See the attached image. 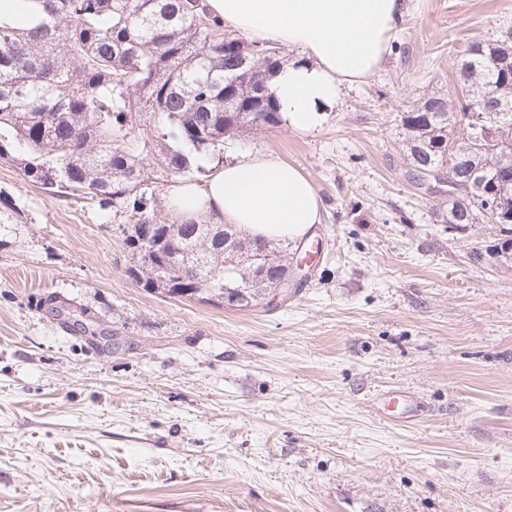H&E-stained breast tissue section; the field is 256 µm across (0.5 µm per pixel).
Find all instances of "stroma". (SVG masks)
Instances as JSON below:
<instances>
[{"label":"stroma","instance_id":"obj_1","mask_svg":"<svg viewBox=\"0 0 512 512\" xmlns=\"http://www.w3.org/2000/svg\"><path fill=\"white\" fill-rule=\"evenodd\" d=\"M510 26L512 0H412L320 125L225 150L276 154L323 202L273 310L137 286L121 218L0 160V512H512V268L492 225L436 216L398 124ZM388 390L420 418L380 416Z\"/></svg>","mask_w":512,"mask_h":512}]
</instances>
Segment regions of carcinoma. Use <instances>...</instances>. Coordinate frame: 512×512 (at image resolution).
<instances>
[{
    "label": "carcinoma",
    "instance_id": "carcinoma-1",
    "mask_svg": "<svg viewBox=\"0 0 512 512\" xmlns=\"http://www.w3.org/2000/svg\"><path fill=\"white\" fill-rule=\"evenodd\" d=\"M32 2L42 8L34 30L0 20V159L18 162L49 196L80 192L123 217L128 272L146 290L221 297L239 310L261 304L291 265L288 247L246 239L231 225L210 236L205 220L162 213L161 191L206 175L198 160H224L226 144L242 135L282 124L270 81L287 61L283 48L227 34L201 0ZM503 42L466 49L459 85L470 95L460 112L434 95L400 118L409 166L439 168L461 189L450 219L467 209L476 224L493 203L512 205V58L494 60ZM141 229L155 244L176 238L195 267L181 273L144 260ZM497 229V262L509 266L512 219ZM259 256L276 266L242 294L238 283ZM161 283L169 289L154 288Z\"/></svg>",
    "mask_w": 512,
    "mask_h": 512
}]
</instances>
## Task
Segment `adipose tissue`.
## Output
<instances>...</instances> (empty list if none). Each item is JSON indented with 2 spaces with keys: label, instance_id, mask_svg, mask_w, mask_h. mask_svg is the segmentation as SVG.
I'll return each mask as SVG.
<instances>
[{
  "label": "adipose tissue",
  "instance_id": "ef3b65f1",
  "mask_svg": "<svg viewBox=\"0 0 512 512\" xmlns=\"http://www.w3.org/2000/svg\"><path fill=\"white\" fill-rule=\"evenodd\" d=\"M225 28L294 49L271 82L291 130L306 133L323 108L381 66L408 10L406 0H207ZM203 183L167 189L172 215L206 218L254 237L296 241L322 221L312 182L273 153L208 163Z\"/></svg>",
  "mask_w": 512,
  "mask_h": 512
}]
</instances>
